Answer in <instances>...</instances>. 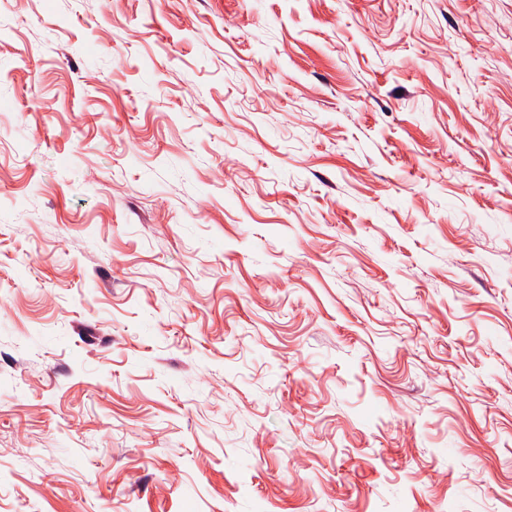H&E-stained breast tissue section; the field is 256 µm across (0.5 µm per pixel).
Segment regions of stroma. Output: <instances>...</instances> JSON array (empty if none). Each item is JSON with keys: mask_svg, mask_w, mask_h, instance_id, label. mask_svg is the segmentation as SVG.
<instances>
[{"mask_svg": "<svg viewBox=\"0 0 512 512\" xmlns=\"http://www.w3.org/2000/svg\"><path fill=\"white\" fill-rule=\"evenodd\" d=\"M0 512H512V0H0Z\"/></svg>", "mask_w": 512, "mask_h": 512, "instance_id": "stroma-1", "label": "stroma"}]
</instances>
